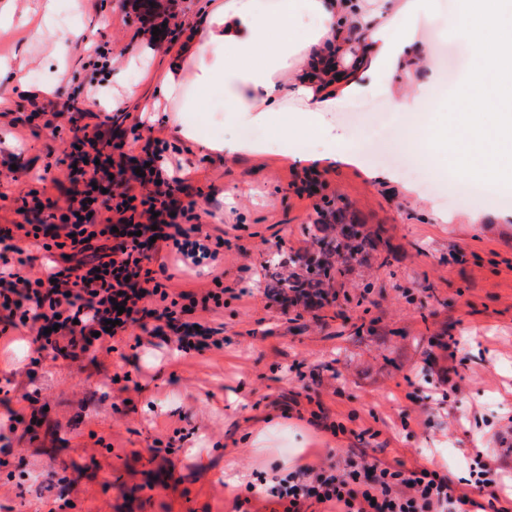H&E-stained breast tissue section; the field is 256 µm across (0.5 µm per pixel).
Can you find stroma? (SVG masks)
<instances>
[{
    "instance_id": "1",
    "label": "stroma",
    "mask_w": 512,
    "mask_h": 512,
    "mask_svg": "<svg viewBox=\"0 0 512 512\" xmlns=\"http://www.w3.org/2000/svg\"><path fill=\"white\" fill-rule=\"evenodd\" d=\"M161 24L136 0H55L48 10L42 0H17L12 35L0 39V61L10 65L0 98L11 110L0 116V191L9 195L0 226L17 221L43 181L52 182V197H65L69 136L50 138L44 123L95 78L87 42L73 41L62 62L40 30L95 31L110 51V90L133 78L148 90L171 51L166 35L151 33ZM468 62L457 41L447 61L405 79L422 117L442 110ZM21 76L35 87L54 84L52 96L30 105ZM365 100L372 110L349 104L327 116L353 151L348 163L310 161L316 143L293 141L203 159L173 139L148 94L128 105L127 119L105 124L133 160L145 159L148 136L163 139L169 163L190 172L206 231L235 240L220 265L223 304L205 316L223 326L224 348L173 356L127 335L114 353L52 362L37 359L30 338L16 341L21 373L0 416L14 408L27 426L0 443V512H50L63 502L67 512H235L246 490L230 488L229 474L282 475L323 459L340 465L360 446L409 467L434 456L460 487L493 454V433L512 420V189L495 188L481 205L442 203L403 177L399 138L378 133L384 120L412 130L410 113L392 111L380 87ZM19 116L27 125H13ZM139 121L144 130L133 132ZM321 209L343 210L378 236V250L332 283L333 305L285 308L267 295L264 264L313 246ZM158 258L171 290L211 287L208 266L184 264L170 246ZM450 363L457 391L443 402L428 398L426 378ZM124 372L135 382L125 391L112 381ZM33 390L36 412L22 399ZM318 402L344 434L309 423ZM177 429L188 434L180 448L152 456L154 439Z\"/></svg>"
}]
</instances>
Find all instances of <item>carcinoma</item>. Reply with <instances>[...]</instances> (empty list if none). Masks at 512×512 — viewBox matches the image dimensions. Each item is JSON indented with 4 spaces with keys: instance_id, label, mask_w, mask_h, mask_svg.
I'll return each mask as SVG.
<instances>
[{
    "instance_id": "cac0c4a2",
    "label": "carcinoma",
    "mask_w": 512,
    "mask_h": 512,
    "mask_svg": "<svg viewBox=\"0 0 512 512\" xmlns=\"http://www.w3.org/2000/svg\"><path fill=\"white\" fill-rule=\"evenodd\" d=\"M342 212L336 211V234L316 238V249L305 256L288 258L291 266H300L301 272H292L276 281L278 288H324L344 270L333 266L331 256L348 254L352 258L364 259L378 248L376 238L363 230L361 225L346 223Z\"/></svg>"
}]
</instances>
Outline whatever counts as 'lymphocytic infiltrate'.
<instances>
[{
    "mask_svg": "<svg viewBox=\"0 0 512 512\" xmlns=\"http://www.w3.org/2000/svg\"><path fill=\"white\" fill-rule=\"evenodd\" d=\"M79 144L71 156L75 185L65 208L45 199L41 208L22 206L18 215L39 221L17 237L0 229V311L6 321L0 339L28 329L38 353L51 359L112 353L116 337L140 327L149 337H162L180 353L220 351V328L196 326L185 316L197 306H221V276L204 295L169 291L152 267L160 244H172L183 261L220 263L225 239L204 233L196 200L182 201L185 178L165 168L166 143L153 139L143 174L127 169L122 144L88 126H71ZM107 183L99 206H92L95 184ZM100 219H92V211ZM111 237L112 244L84 259L93 240ZM71 250L76 264L32 269L29 248ZM499 467L484 463L469 490H456L434 459L415 468L369 456L366 449L347 451L344 467L324 462L304 464L275 478L264 495L276 498L283 512H471L476 496L495 485Z\"/></svg>",
    "mask_w": 512,
    "mask_h": 512,
    "instance_id": "1",
    "label": "lymphocytic infiltrate"
}]
</instances>
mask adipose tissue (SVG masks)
I'll return each mask as SVG.
<instances>
[{
  "label": "adipose tissue",
  "instance_id": "ef3b65f1",
  "mask_svg": "<svg viewBox=\"0 0 512 512\" xmlns=\"http://www.w3.org/2000/svg\"><path fill=\"white\" fill-rule=\"evenodd\" d=\"M430 5L406 0L393 12L394 27L367 0H210L169 57L156 93L175 134L199 153L262 147L249 136L202 137L187 120L211 111L218 92L224 112L255 126L276 124L285 140H320L323 159L336 161L344 136L324 115L367 94L371 78L386 86L394 111L411 110L400 77L423 58L412 29Z\"/></svg>",
  "mask_w": 512,
  "mask_h": 512
}]
</instances>
